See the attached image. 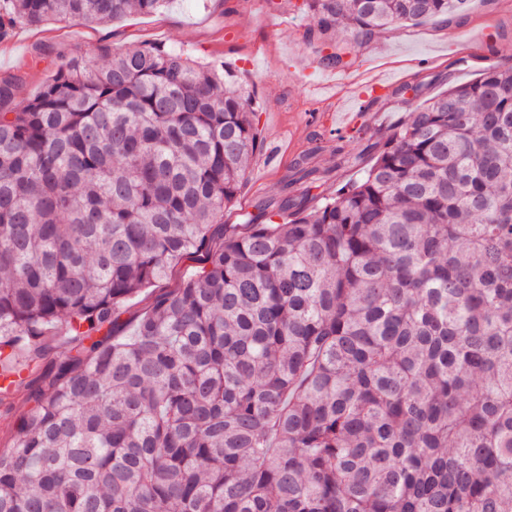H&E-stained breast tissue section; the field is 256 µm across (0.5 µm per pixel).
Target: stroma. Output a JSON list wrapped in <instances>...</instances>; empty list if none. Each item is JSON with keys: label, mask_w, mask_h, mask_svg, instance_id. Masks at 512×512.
<instances>
[{"label": "stroma", "mask_w": 512, "mask_h": 512, "mask_svg": "<svg viewBox=\"0 0 512 512\" xmlns=\"http://www.w3.org/2000/svg\"><path fill=\"white\" fill-rule=\"evenodd\" d=\"M279 2L272 10L266 0H170L157 13L105 25L21 24L0 42V77L19 76L12 105L20 108L54 73L59 56L95 62L104 44L176 46L199 63L227 65L252 92L263 134L237 201L224 213L225 223L239 224L258 202L278 199L285 191L308 207L319 205L363 173L362 165L338 164L336 146L357 156L368 138H381L398 126L417 99L473 80L488 67L512 65V55L463 53L456 47L460 40L512 42V0H468L464 10L389 26L363 39L340 29L331 45L309 37L314 20L297 12V0ZM339 46L348 50L342 64L327 65V56ZM374 76L383 79L385 91L357 99L356 85ZM348 108L364 128L360 136L340 122ZM316 142L320 179L312 185L296 179L292 165Z\"/></svg>", "instance_id": "stroma-1"}]
</instances>
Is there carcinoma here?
I'll list each match as a JSON object with an SVG mask.
<instances>
[{
    "label": "carcinoma",
    "instance_id": "carcinoma-1",
    "mask_svg": "<svg viewBox=\"0 0 512 512\" xmlns=\"http://www.w3.org/2000/svg\"><path fill=\"white\" fill-rule=\"evenodd\" d=\"M463 2L301 8L325 43ZM167 3L9 0L0 41ZM98 50L20 109L0 78V372L78 342L0 452V512H512V67L425 100L321 206L226 224L262 143L235 71Z\"/></svg>",
    "mask_w": 512,
    "mask_h": 512
}]
</instances>
